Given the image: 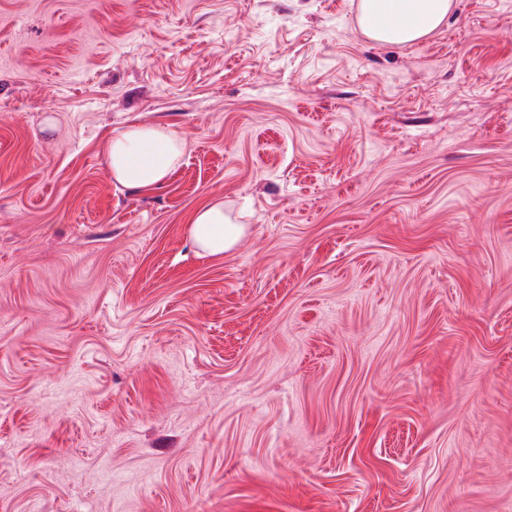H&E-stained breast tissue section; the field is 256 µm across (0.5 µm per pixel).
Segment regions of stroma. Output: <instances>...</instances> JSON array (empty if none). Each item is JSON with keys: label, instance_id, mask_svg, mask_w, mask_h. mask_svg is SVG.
<instances>
[{"label": "stroma", "instance_id": "obj_1", "mask_svg": "<svg viewBox=\"0 0 512 512\" xmlns=\"http://www.w3.org/2000/svg\"><path fill=\"white\" fill-rule=\"evenodd\" d=\"M358 2L0 0V512H512V0ZM455 7L456 0H360L358 24L374 42L403 46L437 31ZM184 147L170 126L130 124L112 132L107 163L118 185L151 189L165 183L181 166ZM225 211L224 201L212 199L196 208L189 220V236L196 249L206 256H223L246 232Z\"/></svg>", "mask_w": 512, "mask_h": 512}]
</instances>
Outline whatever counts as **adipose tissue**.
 <instances>
[{"label":"adipose tissue","instance_id":"obj_1","mask_svg":"<svg viewBox=\"0 0 512 512\" xmlns=\"http://www.w3.org/2000/svg\"><path fill=\"white\" fill-rule=\"evenodd\" d=\"M455 7L456 0H360L358 24L362 35L374 42L403 46L437 31ZM184 154L180 135L170 126L158 124L116 129L106 148L115 183L132 189L165 183L181 166ZM245 232V225L234 221L220 199L196 208L189 220L190 239L206 256L223 255Z\"/></svg>","mask_w":512,"mask_h":512}]
</instances>
